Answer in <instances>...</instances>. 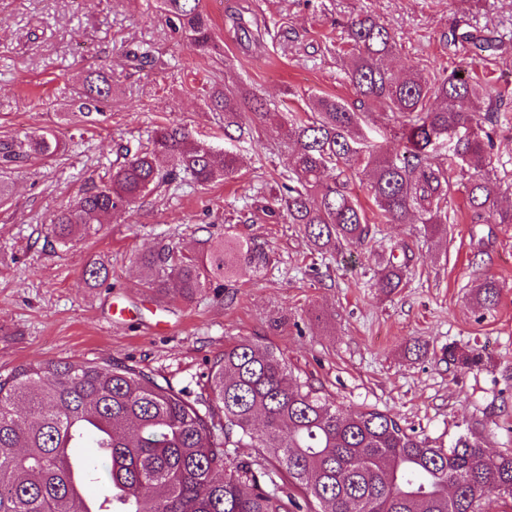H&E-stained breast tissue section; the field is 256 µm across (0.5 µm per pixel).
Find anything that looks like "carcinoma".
Returning a JSON list of instances; mask_svg holds the SVG:
<instances>
[{
  "mask_svg": "<svg viewBox=\"0 0 512 512\" xmlns=\"http://www.w3.org/2000/svg\"><path fill=\"white\" fill-rule=\"evenodd\" d=\"M160 9L167 28L197 51L217 50L202 0H160ZM451 42L497 47L469 30L452 32ZM346 45L352 105L315 96L309 110L285 116L234 84L211 94L224 111L225 136L233 128L241 140L266 125L284 131L288 169L261 195L266 219L296 225L320 253L366 246L374 223L421 224L428 237L442 238L457 170L467 176L474 223L512 224V207H501L500 180L486 164L485 131L512 110V98L455 70L431 82L414 69L394 72L387 61L396 42L372 15L347 23ZM111 96L110 76L88 73L74 116L89 117ZM372 106L395 121L401 151L367 141ZM60 150L56 139L29 134L0 144V167ZM240 163L239 154L214 153L180 124L163 126L115 161L103 186L56 210L50 233L59 242L95 233L149 192L179 188L184 174L207 185L232 178ZM363 178L376 206L371 216L351 189ZM269 261L268 245L254 237L227 238L194 255L160 249L139 257L147 287L186 299ZM410 261L405 246L402 259L383 263L381 287L399 288ZM85 275L96 286L108 279L101 262ZM499 296V282L487 276L472 301L486 312ZM481 364L480 354L448 346V365ZM209 390V399L190 401L168 382L110 361L38 362L0 376V512H298L300 498L307 512H481L488 494L512 499V453L489 456L466 437L435 448L388 412L345 413L258 341L227 345ZM88 441L93 454L72 458L70 449ZM244 445L257 449L250 462L235 459L233 449ZM79 466L80 490L96 488L92 498L71 485Z\"/></svg>",
  "mask_w": 512,
  "mask_h": 512,
  "instance_id": "1",
  "label": "carcinoma"
}]
</instances>
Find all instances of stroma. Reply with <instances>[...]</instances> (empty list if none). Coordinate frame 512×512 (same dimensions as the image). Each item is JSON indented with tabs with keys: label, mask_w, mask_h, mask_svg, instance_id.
<instances>
[{
	"label": "stroma",
	"mask_w": 512,
	"mask_h": 512,
	"mask_svg": "<svg viewBox=\"0 0 512 512\" xmlns=\"http://www.w3.org/2000/svg\"><path fill=\"white\" fill-rule=\"evenodd\" d=\"M218 51L201 55L169 33L157 0H0V143L48 132L62 143L53 158H31L0 171L9 200L0 205V373L37 361L124 364L163 378L188 399L207 394L208 375L225 345L248 338L286 358L295 375L348 412L366 407L448 447L462 436L491 454L512 452V224H474L462 193L442 241L425 240L419 224H379L367 248L321 255L292 224L239 223L260 187L288 166L287 152L259 151L278 142L275 126L255 142L224 136V114L212 88L233 81L282 112L306 109L311 96L354 102L343 58L326 37H344L351 18L370 14L398 50L396 70L424 77L466 68L512 93V0H203ZM248 7L258 25L288 30L286 42L250 41L224 24ZM468 24L504 44L449 49L442 36ZM152 48L155 67L128 63L127 50ZM112 77V97L98 114L77 120L73 100L87 71ZM185 126L214 151H234L235 176L202 187L159 188L107 218L98 232L65 246L49 233V216L100 184L119 146L137 147L165 124ZM491 167L512 205V112L490 127ZM254 235L268 243L269 264L241 269L222 292L207 288L186 300L157 299L136 261L167 247L196 252L205 240ZM406 244L414 251L394 292L378 285L382 256ZM109 270L92 288V262ZM501 286L497 307L476 319L473 285ZM124 310L112 315L113 307ZM425 356L411 353L414 340ZM482 353L472 370L450 367L449 344Z\"/></svg>",
	"instance_id": "stroma-1"
}]
</instances>
